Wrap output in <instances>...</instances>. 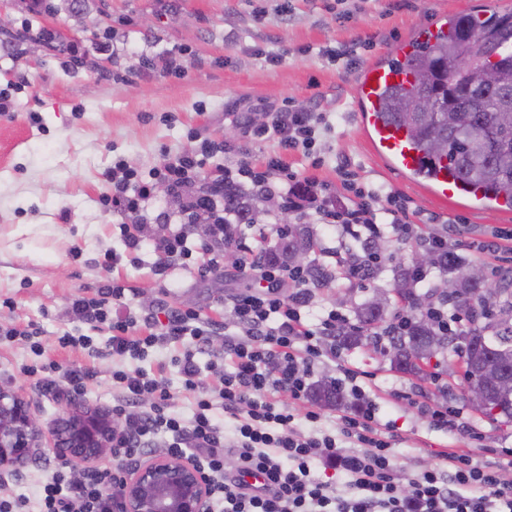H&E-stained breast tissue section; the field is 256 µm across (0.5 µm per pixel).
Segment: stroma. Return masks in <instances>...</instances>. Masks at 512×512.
<instances>
[{
  "instance_id": "obj_1",
  "label": "stroma",
  "mask_w": 512,
  "mask_h": 512,
  "mask_svg": "<svg viewBox=\"0 0 512 512\" xmlns=\"http://www.w3.org/2000/svg\"><path fill=\"white\" fill-rule=\"evenodd\" d=\"M53 12L33 13L28 0H0V16L12 35L0 36V97L11 104L0 116V323L43 330L45 351L32 354L24 340L0 344V384L18 389L31 403L41 427L64 415L68 400L40 391L22 365L54 361L90 366L97 376L81 396L102 411L112 406V356L84 349L61 350L56 336L75 331L66 311L76 297H96L112 281L128 288L126 302L141 314L157 302L189 306L202 318H224V280L195 281L190 269L175 266L156 274L152 242L184 228L192 247L207 237L206 225L182 211L181 200L164 182L143 206L140 250L129 253L119 215L102 211L108 193L104 177L113 161L124 160L146 175L162 169L192 139L230 140L224 107L235 100L295 105L325 113L326 130L315 149L327 159L309 169L297 154L293 170L313 176L344 195L336 172L347 157L361 179L408 197L421 217L453 221L452 244L464 263L481 264L470 248L491 239L495 229L512 227V210L473 211L462 200H442L426 182L410 179L377 155L361 125L355 79L370 63L393 56L395 45L439 18L485 5L512 9V0H49ZM181 56L183 75L166 74L160 59ZM256 221L242 227L253 251L276 247L271 227L281 219L276 196L253 201ZM122 252L117 267L104 262L107 250ZM384 262L371 279L349 284L340 279L318 289L316 309L354 315L361 303L385 298L388 314L399 307L394 284L412 263L411 249H397L390 235L377 240ZM11 306H4V299ZM191 351L200 380L219 387L224 342L200 344L192 338L150 349L126 359L128 369L163 373L174 402L192 413L173 357ZM342 359L355 365L359 380L379 407L381 422L396 424L395 463L409 474L431 465L434 453L449 446L492 466L499 452L512 448V421L473 412L462 397L464 364L446 351L433 362L446 385L397 370L379 345L365 341L339 345ZM417 392L435 404L461 408L472 429L485 437L477 447L468 437L430 429L407 394Z\"/></svg>"
}]
</instances>
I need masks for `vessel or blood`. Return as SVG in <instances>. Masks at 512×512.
<instances>
[{
	"instance_id": "b4317fda",
	"label": "vessel or blood",
	"mask_w": 512,
	"mask_h": 512,
	"mask_svg": "<svg viewBox=\"0 0 512 512\" xmlns=\"http://www.w3.org/2000/svg\"><path fill=\"white\" fill-rule=\"evenodd\" d=\"M408 83L409 75L405 66L390 63L370 65L360 72L355 92L362 102L363 128L377 153L391 161L400 171L412 174L422 169L423 159L411 147L407 131L386 123L376 115L380 107V93L384 89ZM432 181L435 192L448 199L477 200L481 197L479 190L456 179L443 167L433 173Z\"/></svg>"
}]
</instances>
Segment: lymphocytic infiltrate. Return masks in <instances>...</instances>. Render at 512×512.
Segmentation results:
<instances>
[{
    "label": "lymphocytic infiltrate",
    "instance_id": "lymphocytic-infiltrate-1",
    "mask_svg": "<svg viewBox=\"0 0 512 512\" xmlns=\"http://www.w3.org/2000/svg\"><path fill=\"white\" fill-rule=\"evenodd\" d=\"M253 112V106L239 103L227 114L252 140L275 137L277 151L258 161L248 149H239L235 163L220 170L210 194L204 195L202 212H212L214 196L231 186L255 196H278L284 209L300 216L314 209L322 223L343 228L363 243L386 231L399 242H421L432 251H447V236H422L405 196L381 192L356 178L351 161L336 166L346 183L345 199L336 198L328 184L299 179L286 158L300 151L311 168L323 166V157L314 150L316 133L326 122L323 113L284 105L271 111L269 121L259 123ZM228 149L223 142H196L159 171V180L182 194L209 157ZM105 178L112 192L103 198V206L135 220L154 183L140 179L121 161L106 171ZM224 212L225 219L211 224L209 241L201 248L200 277L220 273V253L239 244L232 201H225ZM237 267L247 283L225 301L223 323L202 319L190 307L143 316L113 314V306L122 305L127 291L118 280L97 297L72 301V322L95 330L108 327L106 347L117 357L140 358L150 348L186 336L203 342L223 336L222 386L214 394L202 385L192 353L177 358L184 387L194 394L193 412L186 417L175 411L164 380L140 370L114 369L111 414L122 430L112 448V467H89L77 475L69 463H57L39 481L36 497L1 493L0 512H123L119 475L153 453L160 434L167 437V454L198 464L223 512H512V450L503 451L493 467L445 450L433 466L401 477L395 468L393 439L379 421L378 406L357 384V373L350 367L340 366L330 384L349 390L352 409L338 416L334 431L322 429L323 415L311 400V379L322 357L337 355L335 348L323 346V339L352 330L349 316L332 309L317 324H307L304 311L320 286L310 267L264 254L239 259ZM287 284L293 292L286 296L282 288ZM419 319L439 336L458 329V315L439 302L403 309L382 333L404 335ZM227 323L245 329V337L224 332ZM22 372L37 376L39 385L57 397L83 394L94 377L91 369H64L55 363L26 365ZM291 399L301 401L302 409L288 407ZM217 401L224 408L220 419L212 413ZM229 459L234 469H226Z\"/></svg>",
    "mask_w": 512,
    "mask_h": 512
}]
</instances>
